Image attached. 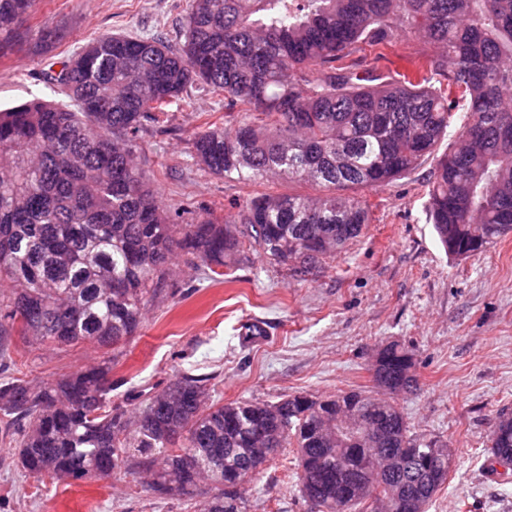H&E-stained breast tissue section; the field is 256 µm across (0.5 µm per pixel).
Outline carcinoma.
Returning a JSON list of instances; mask_svg holds the SVG:
<instances>
[{"label":"carcinoma","mask_w":512,"mask_h":512,"mask_svg":"<svg viewBox=\"0 0 512 512\" xmlns=\"http://www.w3.org/2000/svg\"><path fill=\"white\" fill-rule=\"evenodd\" d=\"M35 5L0 0V54ZM182 29L177 46L161 34L95 38L45 73L70 104L0 110V338L114 349L174 288L177 256L214 274L249 245L303 279L369 223L349 190L387 186L430 158L425 212L450 255L512 231V0H187ZM398 33L438 52L392 74L353 58ZM193 87L224 96V123L189 140L199 169L319 193H261L222 216L203 207L171 221L137 156ZM459 115L456 141L437 154ZM111 371L107 358L50 381L0 378V434L24 471L78 481L123 470L186 500L200 485L180 473L202 471L204 512H243L235 484L288 447L299 493L324 512L344 494L348 512H426L451 471L446 444H417L398 405L364 391L210 404L209 378L185 374L130 412L112 405ZM377 382L416 390L412 355L388 344ZM367 408L377 441L336 442L322 413ZM373 448L396 461L374 479ZM494 453L512 457V414L498 417Z\"/></svg>","instance_id":"carcinoma-1"}]
</instances>
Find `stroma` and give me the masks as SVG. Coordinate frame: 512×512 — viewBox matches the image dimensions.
I'll use <instances>...</instances> for the list:
<instances>
[{"instance_id": "stroma-1", "label": "stroma", "mask_w": 512, "mask_h": 512, "mask_svg": "<svg viewBox=\"0 0 512 512\" xmlns=\"http://www.w3.org/2000/svg\"><path fill=\"white\" fill-rule=\"evenodd\" d=\"M186 0H38L33 19L0 53V107L40 97L65 103L43 80L51 62L103 34L163 31L179 40ZM64 37L48 44L44 27ZM396 37L364 46L363 67L395 70L421 52ZM224 116L223 97L195 92L194 108H172L144 137L138 161L164 206L190 220L198 204L223 213L259 192L304 193V184L227 181L196 167L188 141L205 117ZM432 168L383 188H361L370 204L363 234L316 275L299 279L258 250L211 279L177 261L174 297L145 313L139 333L112 361V399L134 406L184 374L208 377L210 400L275 402L344 390L377 394L375 352L395 341L412 354L420 388L395 395L414 435L453 448L455 465L427 512H512V474L486 468L489 435L501 410L512 411V233L465 259L447 255L427 224L424 183ZM267 327L264 342L242 337L245 323ZM8 376L47 381L98 364L106 351L89 343L7 346ZM0 439V512H191L135 476L54 483L16 467ZM296 453L285 448L247 482L246 512H311L295 485Z\"/></svg>"}]
</instances>
